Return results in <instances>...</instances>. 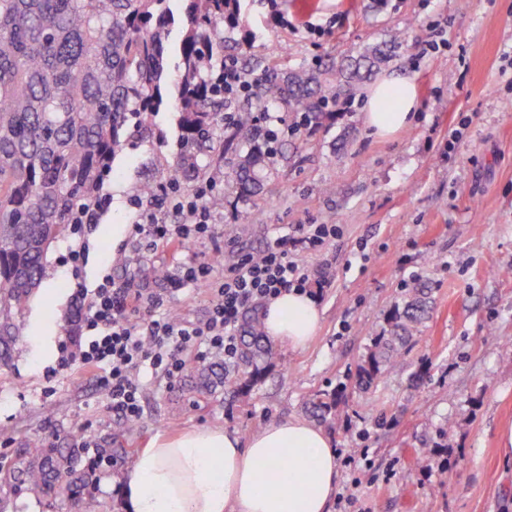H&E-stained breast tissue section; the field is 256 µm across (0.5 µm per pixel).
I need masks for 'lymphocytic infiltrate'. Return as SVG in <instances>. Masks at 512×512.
Returning a JSON list of instances; mask_svg holds the SVG:
<instances>
[{"label":"lymphocytic infiltrate","mask_w":512,"mask_h":512,"mask_svg":"<svg viewBox=\"0 0 512 512\" xmlns=\"http://www.w3.org/2000/svg\"><path fill=\"white\" fill-rule=\"evenodd\" d=\"M180 210L185 221L178 225L160 223L152 210H144L140 227L148 236L182 246L190 244L205 230L211 212L196 200L181 205ZM212 272L208 265L182 271L183 279L202 286L210 296L208 316L199 325L166 314L141 320L142 296L123 288L112 276H105L91 291L76 284L73 297L83 311L85 342L77 354L63 357L62 366L78 362L99 370V382L113 412L122 419L137 420L141 409L138 375L142 369L177 379L182 363L176 353L193 346L223 355L225 364H233L239 357L245 314L281 293L306 291L310 283L307 268L284 237L259 255L242 257L225 269L223 279H215Z\"/></svg>","instance_id":"obj_1"}]
</instances>
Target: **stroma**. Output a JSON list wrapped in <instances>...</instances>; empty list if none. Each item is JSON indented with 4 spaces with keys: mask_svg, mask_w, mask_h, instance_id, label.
Wrapping results in <instances>:
<instances>
[{
    "mask_svg": "<svg viewBox=\"0 0 512 512\" xmlns=\"http://www.w3.org/2000/svg\"><path fill=\"white\" fill-rule=\"evenodd\" d=\"M281 11L288 24L276 27L268 0H244L243 26L254 44L233 47L232 55L280 42L287 53L269 63L289 71L405 36L385 72L411 76V122L378 135L363 121L364 92L317 126L281 114L283 145L268 160L263 192L244 201L230 186H214L223 209L213 211L206 236L177 250L136 233L143 185L166 193L162 220L178 224L175 203L204 183L198 175L172 181L180 131L174 113H158L150 132L116 158L104 185L112 203L99 223L73 226L47 253V276L24 311L14 357L0 366V459L38 438L75 449L87 473L83 494L103 512H123L115 489L157 436L221 427L245 438L281 419L309 421L313 394L344 382L322 428L333 450L367 451L369 463L340 467L329 512H343L339 500L350 495L359 512H512V461L500 445L512 430V279L496 274L512 265V0H283ZM302 224L339 229L322 250L299 254L316 283L321 321L303 348L273 344L248 392L194 395L200 361L196 351H183L174 385L141 373V413L128 431L92 373L61 369L62 356L81 340L75 281L92 288L112 275L157 297V312L196 323L209 297L180 282L183 265L219 253L224 261L215 272L223 274L240 255L298 236ZM75 249L83 252L76 266L69 260ZM148 269L161 278H144ZM416 282L432 299L421 333L398 368L371 387H352L373 337ZM45 336L53 343L48 359ZM424 451L433 466L416 465ZM0 512L74 509L65 498L16 487L0 490Z\"/></svg>",
    "mask_w": 512,
    "mask_h": 512,
    "instance_id": "stroma-1",
    "label": "stroma"
}]
</instances>
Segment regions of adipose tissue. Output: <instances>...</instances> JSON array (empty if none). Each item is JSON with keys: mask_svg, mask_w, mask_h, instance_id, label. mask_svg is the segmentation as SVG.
Instances as JSON below:
<instances>
[{"mask_svg": "<svg viewBox=\"0 0 512 512\" xmlns=\"http://www.w3.org/2000/svg\"><path fill=\"white\" fill-rule=\"evenodd\" d=\"M416 107L411 77L370 91L366 125L389 134ZM319 323L309 295L294 290L264 310L268 338L303 347ZM338 464L329 437L299 418L271 423L247 439L222 428L156 437L136 456L124 487L127 512H328Z\"/></svg>", "mask_w": 512, "mask_h": 512, "instance_id": "ef3b65f1", "label": "adipose tissue"}]
</instances>
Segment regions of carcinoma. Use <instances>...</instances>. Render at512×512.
<instances>
[{
  "instance_id": "obj_1",
  "label": "carcinoma",
  "mask_w": 512,
  "mask_h": 512,
  "mask_svg": "<svg viewBox=\"0 0 512 512\" xmlns=\"http://www.w3.org/2000/svg\"><path fill=\"white\" fill-rule=\"evenodd\" d=\"M181 7L173 8V2ZM241 0H0V363L20 340V323L45 276L47 252L79 211L99 199L112 164L133 136L148 132L163 109L178 115L181 164L175 178L197 171L198 156L213 148L238 153L232 172L204 171L216 184L232 181L238 197L262 189L267 160L279 142L259 130L262 115L287 112L318 124L328 108L355 98L403 42L368 43L323 68L269 72L267 54L240 68L248 81L244 103L231 108L213 87L228 43L253 36L240 19ZM233 110L226 121L224 113ZM429 317L427 292L410 288L387 328L358 365L357 381L373 383L401 357V349ZM270 350L260 318L244 323L236 363L201 366L191 391L211 397L234 384L249 390ZM342 390L311 399L321 420L332 415ZM34 450L0 462V486L23 485L36 496L62 489L77 512H101L81 496L84 476L73 455L35 440Z\"/></svg>"
}]
</instances>
